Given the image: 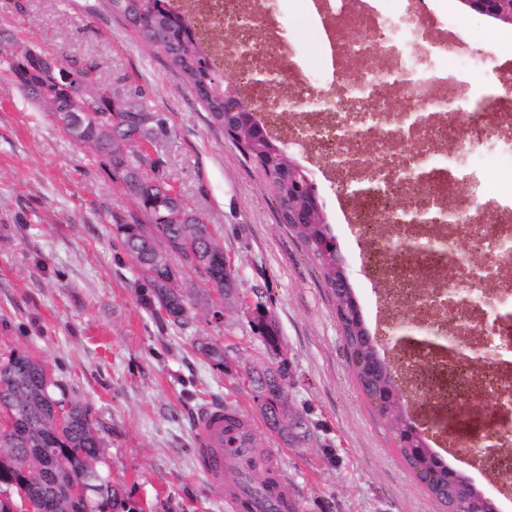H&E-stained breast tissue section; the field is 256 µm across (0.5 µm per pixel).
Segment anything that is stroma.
Masks as SVG:
<instances>
[{"label": "stroma", "mask_w": 512, "mask_h": 512, "mask_svg": "<svg viewBox=\"0 0 512 512\" xmlns=\"http://www.w3.org/2000/svg\"><path fill=\"white\" fill-rule=\"evenodd\" d=\"M0 43L35 45L95 62L122 97L162 120L159 175L211 224L231 261L240 299L209 323L205 284L182 272L192 321L181 330L141 302L140 273L113 215L133 210L98 157L69 139L48 107L0 75V351L44 361L101 427L106 467L124 501L145 512H231L199 471L193 423L231 401L275 452L297 512H442L398 451L395 433L364 395L344 352L336 301L306 245L281 224L262 172L246 160L168 60L108 0H0ZM318 192L352 271L370 332L382 313L360 246ZM263 304L282 345L267 351L251 326ZM227 348L219 367L199 340ZM286 363L285 402L296 428L263 419L245 374Z\"/></svg>", "instance_id": "obj_1"}]
</instances>
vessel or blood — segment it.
<instances>
[{
	"instance_id": "b4317fda",
	"label": "vessel or blood",
	"mask_w": 512,
	"mask_h": 512,
	"mask_svg": "<svg viewBox=\"0 0 512 512\" xmlns=\"http://www.w3.org/2000/svg\"><path fill=\"white\" fill-rule=\"evenodd\" d=\"M254 428L235 405L206 408L195 423L197 465L232 512H288V476L277 457L254 447ZM261 463L266 484L249 489L246 471Z\"/></svg>"
}]
</instances>
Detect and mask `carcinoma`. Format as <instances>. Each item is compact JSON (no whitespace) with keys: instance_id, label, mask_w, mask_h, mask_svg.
<instances>
[{"instance_id":"cac0c4a2","label":"carcinoma","mask_w":512,"mask_h":512,"mask_svg":"<svg viewBox=\"0 0 512 512\" xmlns=\"http://www.w3.org/2000/svg\"><path fill=\"white\" fill-rule=\"evenodd\" d=\"M112 13L125 18L154 50L170 61L173 69L190 87L211 117L212 123L229 131L235 145L265 176L268 188L280 211L281 222L288 223V212L295 194L288 186V154L285 143L266 138L260 118L243 112L225 111L227 83L213 67V45L201 40L191 19L170 4V0H109ZM41 51L24 47L17 51L0 49V70L8 73L19 90L30 100L49 107L75 101L93 103L85 116L87 146L101 158L104 169L135 202L138 213L115 217V229L126 254L136 259L145 287L142 302L151 311L182 330L189 325V307L184 295L174 294L166 282L190 268L204 276L213 307L224 306V251L215 240L206 244L184 240L175 224L158 218V190L154 161L140 151L144 141L157 136L159 125L143 124L140 110L125 112L114 119L109 91L112 83L96 74L93 62H78L59 56L62 67L54 73L42 68ZM65 71L81 75L73 85L62 79ZM109 126L112 136L133 142L126 157L114 158L98 144L100 129ZM149 162V168L133 176L129 165ZM292 230L305 243L320 265L324 280L336 290V237L327 224H293ZM337 318L345 333L353 370L370 402L398 387L391 365L370 360L380 355L377 342L365 336L364 317L337 308ZM266 349L279 351L281 339L269 311L256 304L251 320ZM198 351L217 366L225 365L224 349L213 343L198 345ZM287 373L279 367L264 369L253 381L257 396L265 397L260 410L268 423L277 428L278 412L284 409ZM398 450L406 461L417 460L424 469L448 473V462L430 448L420 447L413 435L401 439ZM81 482L89 486L88 498L77 501L71 487ZM426 489L439 503L448 496L464 512H474L481 503V490L465 483L447 492L445 486ZM36 503L40 512H143L125 506L112 477L105 470L102 438L90 408L71 398L66 387L49 372L46 364L26 352L0 353V512H16L23 502Z\"/></svg>"}]
</instances>
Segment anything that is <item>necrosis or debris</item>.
<instances>
[{
    "mask_svg": "<svg viewBox=\"0 0 512 512\" xmlns=\"http://www.w3.org/2000/svg\"><path fill=\"white\" fill-rule=\"evenodd\" d=\"M227 37L214 55L261 106L269 130L334 189L380 280L383 328L459 336L470 359L386 347L410 411L463 421L432 446L469 464L512 504V67L462 39L444 0H172ZM305 14L324 53L305 65L269 23ZM385 65L351 74L353 59ZM484 84L475 83V68ZM269 78L257 80L258 71ZM292 113L282 126L279 115Z\"/></svg>",
    "mask_w": 512,
    "mask_h": 512,
    "instance_id": "obj_1",
    "label": "necrosis or debris"
}]
</instances>
